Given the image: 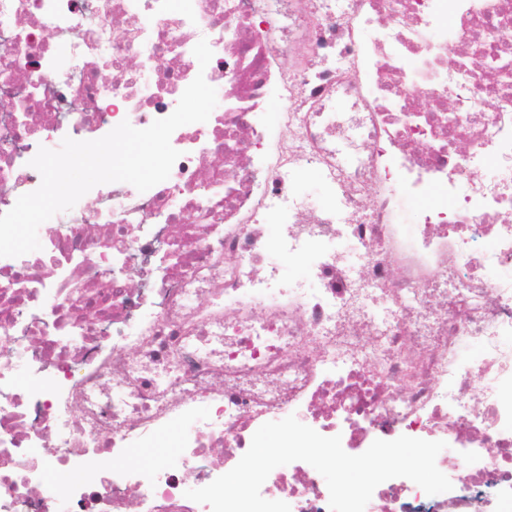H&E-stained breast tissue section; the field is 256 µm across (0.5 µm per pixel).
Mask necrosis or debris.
Wrapping results in <instances>:
<instances>
[{
    "label": "necrosis or debris",
    "instance_id": "obj_1",
    "mask_svg": "<svg viewBox=\"0 0 512 512\" xmlns=\"http://www.w3.org/2000/svg\"><path fill=\"white\" fill-rule=\"evenodd\" d=\"M200 74L224 105L173 132L167 180L96 186L95 221L76 203L0 257V512H212L187 487L291 412L351 455L451 437L452 490L392 478L365 512H512V0H0V213L39 147L146 128ZM200 402L175 458L120 463ZM261 494L329 512L303 461Z\"/></svg>",
    "mask_w": 512,
    "mask_h": 512
}]
</instances>
